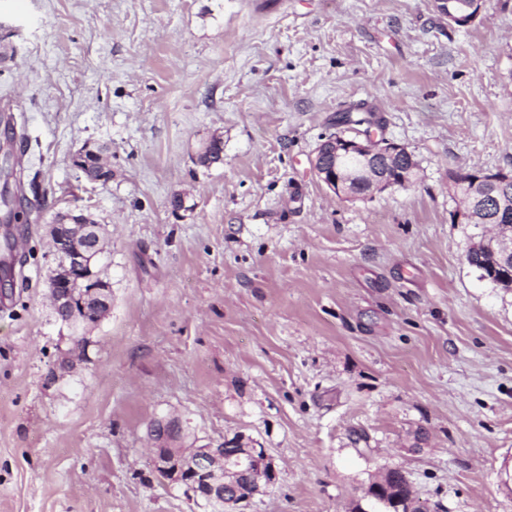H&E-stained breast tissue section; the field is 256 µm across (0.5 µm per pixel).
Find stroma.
Returning <instances> with one entry per match:
<instances>
[{"mask_svg": "<svg viewBox=\"0 0 512 512\" xmlns=\"http://www.w3.org/2000/svg\"><path fill=\"white\" fill-rule=\"evenodd\" d=\"M256 3L0 0V512H210L150 461L169 417L268 450L236 512L366 510L392 467L426 512H512V288L468 264L484 228L449 192L512 175V0L465 27L436 0ZM358 107L373 127L339 123ZM369 129L417 179L338 198L314 152ZM88 143L108 182L74 167ZM68 207L102 227L112 299L65 369Z\"/></svg>", "mask_w": 512, "mask_h": 512, "instance_id": "35a3bbf8", "label": "stroma"}]
</instances>
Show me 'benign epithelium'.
<instances>
[{"mask_svg":"<svg viewBox=\"0 0 512 512\" xmlns=\"http://www.w3.org/2000/svg\"><path fill=\"white\" fill-rule=\"evenodd\" d=\"M438 6L448 17V23L457 26L471 24L480 14L482 0H474L475 8L470 12L457 10L451 0H437ZM339 154L357 156L371 160L379 158V166L366 165L358 176L353 177L336 164L334 157ZM409 154L405 146L381 138L369 136L363 140L336 136L323 141L315 152L312 170L317 179L327 186L337 197L352 195L355 187L363 185L368 191H382L392 186H406L412 183L415 160L401 162ZM471 184L468 192L455 194L458 207L453 211L455 224H485L489 221L482 200L490 193V188L498 178L482 171L465 174ZM85 212L78 208H68L59 213L58 224L54 225L51 237L53 253L58 260V272L65 280H82L85 283L81 297L77 298L69 288H53L49 299L56 314L69 312L73 316L82 315L85 323H96L102 319L110 307V289L107 283L98 278L92 269V257L102 253L101 237L97 225L84 223ZM476 249L491 254L501 264L512 263V232L494 226L483 235ZM87 342L83 336L72 338V347L66 352L64 363L71 364L85 356ZM182 427L176 418L157 420L149 427V440L153 447L155 470L169 480L181 483L201 500H209L220 505L226 504L224 487L235 482L241 475L249 477L253 491H258L260 482L270 484L275 473L270 457L263 448L241 449L244 459L238 462L243 470L228 465L224 456V446L185 447L181 444Z\"/></svg>","mask_w":512,"mask_h":512,"instance_id":"obj_1","label":"benign epithelium"}]
</instances>
